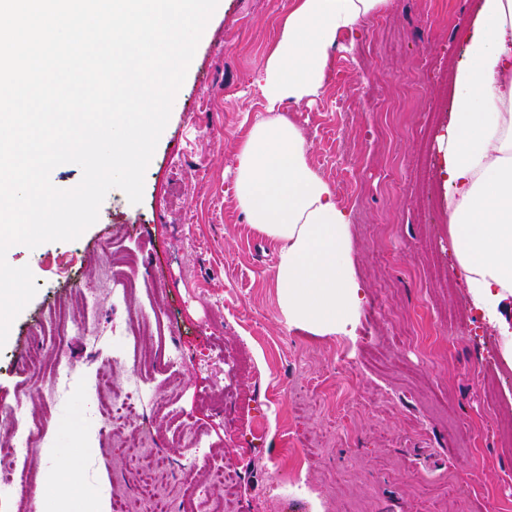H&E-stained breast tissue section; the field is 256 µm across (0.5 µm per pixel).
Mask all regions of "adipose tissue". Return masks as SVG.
<instances>
[{
	"instance_id": "obj_1",
	"label": "adipose tissue",
	"mask_w": 512,
	"mask_h": 512,
	"mask_svg": "<svg viewBox=\"0 0 512 512\" xmlns=\"http://www.w3.org/2000/svg\"><path fill=\"white\" fill-rule=\"evenodd\" d=\"M388 0H285L259 87L271 111L239 148L236 197L249 223L280 244L274 278L288 323L347 331L361 284L350 218L308 163L309 146L280 117L284 102L317 97L331 53ZM450 125L436 138L450 248L472 304L491 319L512 308V0H481L463 33Z\"/></svg>"
}]
</instances>
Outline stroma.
<instances>
[{
	"instance_id": "obj_1",
	"label": "stroma",
	"mask_w": 512,
	"mask_h": 512,
	"mask_svg": "<svg viewBox=\"0 0 512 512\" xmlns=\"http://www.w3.org/2000/svg\"><path fill=\"white\" fill-rule=\"evenodd\" d=\"M285 0H221L196 48L169 121L145 171L141 203L111 190L97 221L74 241L6 254L29 266L38 290L0 348V408L40 416L25 487L0 483V512H110L138 488L117 477L121 449L99 430L96 366L112 355V326L130 310L159 308L163 337L139 351L177 346L157 367L140 412L179 384V422L237 467L236 512H512V367L499 326L472 306L454 277L448 209L436 178L437 135L449 122L460 34L479 0H389L348 49L335 51L318 97L280 114L309 145L308 162L351 218L352 260L363 286L348 334L317 336L288 324L274 271L280 243L249 224L236 201L240 143L266 119L259 79ZM138 258L135 300L105 286L104 244ZM100 289L95 344L42 330L45 316L76 309ZM65 351L81 386L44 409L35 388ZM305 398L301 417L288 395ZM475 426L468 447L459 422ZM309 439L304 455L285 442ZM88 496L59 495L62 459ZM314 495L290 499L293 479Z\"/></svg>"
}]
</instances>
